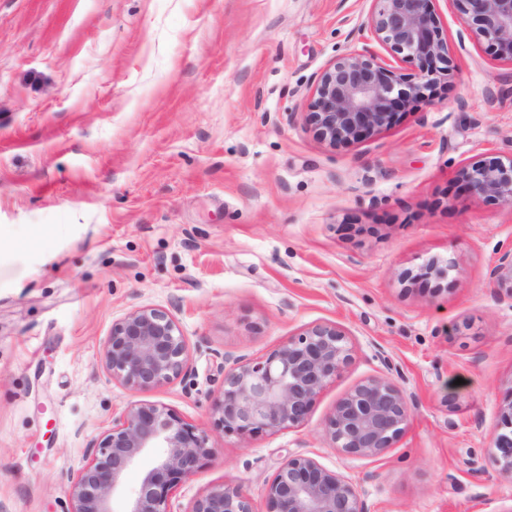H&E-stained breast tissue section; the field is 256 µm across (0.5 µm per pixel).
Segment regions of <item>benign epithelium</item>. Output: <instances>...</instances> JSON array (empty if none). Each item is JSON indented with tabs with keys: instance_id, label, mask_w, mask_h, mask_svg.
Wrapping results in <instances>:
<instances>
[{
	"instance_id": "benign-epithelium-1",
	"label": "benign epithelium",
	"mask_w": 512,
	"mask_h": 512,
	"mask_svg": "<svg viewBox=\"0 0 512 512\" xmlns=\"http://www.w3.org/2000/svg\"><path fill=\"white\" fill-rule=\"evenodd\" d=\"M369 22L390 59L373 53L336 58L316 78L307 122L323 141L342 145L387 126L412 98L422 97L454 65L431 9L432 0H375ZM466 29L491 40L502 60L512 62V0H452ZM419 57L440 63L416 83L403 84L389 60ZM469 199L512 202V158L473 163L458 170ZM512 294V250L490 272ZM190 360L185 336L172 314L158 307L130 310L112 325L102 361L112 378L137 390L177 380ZM351 362L346 334L334 324H316L289 337L267 356H224V380L214 403L215 424L225 434L251 437L303 424L323 388ZM410 413L404 391L387 377H371L336 402L325 432L342 452L382 455L403 433ZM147 452L152 466L124 501L121 512H172L171 491L191 478L213 454L208 436L150 402L128 406L112 428L88 448L90 462L73 479L70 512H116L114 498L125 475ZM266 512H367L357 487L316 458L289 456L264 488ZM191 512H255L240 487L217 486L198 498Z\"/></svg>"
}]
</instances>
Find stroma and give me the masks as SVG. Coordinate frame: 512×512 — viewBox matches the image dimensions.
<instances>
[{"label":"stroma","mask_w":512,"mask_h":512,"mask_svg":"<svg viewBox=\"0 0 512 512\" xmlns=\"http://www.w3.org/2000/svg\"><path fill=\"white\" fill-rule=\"evenodd\" d=\"M374 0H0V512H70L87 448L131 404L170 409L216 449L174 512L264 487L291 453L353 481L369 512H512L489 450L512 398V300L489 283L512 204L468 199L460 167L512 158V63L432 8L456 71L363 141L308 125L316 76L384 55ZM454 264L447 277L430 262ZM169 310L186 374L139 391L102 362L131 309ZM351 364L297 427L214 425L223 354L257 359L316 324ZM398 369L411 413L382 455L325 421Z\"/></svg>","instance_id":"1"}]
</instances>
